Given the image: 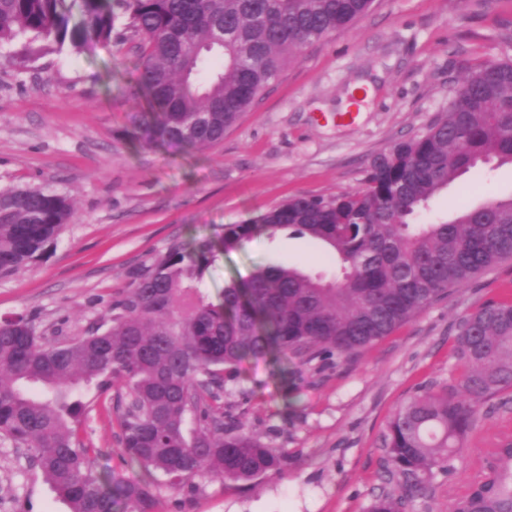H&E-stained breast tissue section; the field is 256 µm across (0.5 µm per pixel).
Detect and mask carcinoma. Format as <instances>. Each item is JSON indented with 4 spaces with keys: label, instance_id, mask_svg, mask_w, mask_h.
Listing matches in <instances>:
<instances>
[{
    "label": "carcinoma",
    "instance_id": "carcinoma-1",
    "mask_svg": "<svg viewBox=\"0 0 512 512\" xmlns=\"http://www.w3.org/2000/svg\"><path fill=\"white\" fill-rule=\"evenodd\" d=\"M374 0H0V47L22 35L61 51L137 41L140 88L154 112L147 140L192 152L220 142L303 47L362 19ZM224 31V39L216 33ZM512 164V59L486 60L457 82L425 132L370 162L361 188L298 195L220 244L170 247L84 335L51 343L23 317L0 321V437L26 447L70 512H152L156 493L199 476L253 483L287 464L230 411L238 367L272 357L325 366L389 335L448 289L512 259V196L466 206L452 220L417 223L433 197L480 164ZM70 199L45 186L0 189V278L44 257L72 223ZM322 242L331 279L298 267L256 269L224 286L199 283L217 251L280 231ZM468 366L457 385L417 397L391 417L387 472L402 491L367 512H406L437 475L456 472L479 407L512 390V301L464 317L454 347ZM116 388L131 480L97 466L72 424L91 388ZM469 482L448 512H512V442Z\"/></svg>",
    "mask_w": 512,
    "mask_h": 512
}]
</instances>
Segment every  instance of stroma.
Returning <instances> with one entry per match:
<instances>
[{
    "label": "stroma",
    "mask_w": 512,
    "mask_h": 512,
    "mask_svg": "<svg viewBox=\"0 0 512 512\" xmlns=\"http://www.w3.org/2000/svg\"><path fill=\"white\" fill-rule=\"evenodd\" d=\"M512 58V0H375L354 26L301 50L223 141L186 152L134 138L150 105L137 86L135 42L76 54L0 52V187L47 186L76 217L47 255L0 278V320H32L46 340L82 336L153 258L176 244L220 239L288 198L362 186L372 157L424 132L479 60ZM512 195V165L478 169L440 191L422 221ZM333 276L320 243L282 232L218 253L205 274L211 301L260 266ZM512 298V261L449 289L390 335L325 367L295 370L294 391L271 359L241 366L235 415L288 464L257 484L210 476L160 488L153 512H366L396 492L383 437L393 412L456 383L457 325ZM78 438L104 470L120 464L114 390L89 392ZM512 441V395L480 409L456 473L434 479L414 512H448L487 451ZM0 512H68L27 449L0 439Z\"/></svg>",
    "instance_id": "obj_1"
}]
</instances>
